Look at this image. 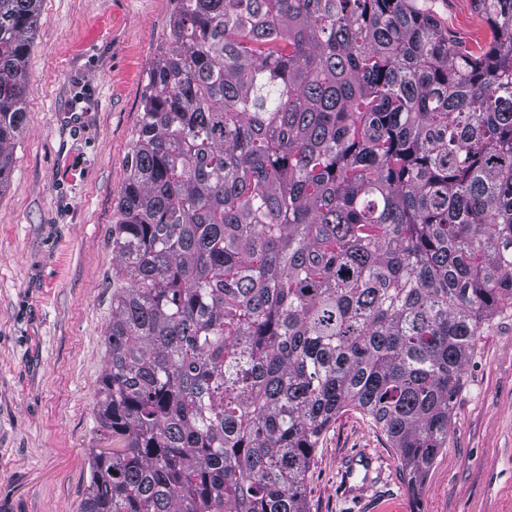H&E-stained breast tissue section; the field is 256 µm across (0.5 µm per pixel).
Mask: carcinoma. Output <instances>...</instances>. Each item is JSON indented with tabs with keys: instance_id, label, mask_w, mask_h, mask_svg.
I'll return each mask as SVG.
<instances>
[{
	"instance_id": "1",
	"label": "carcinoma",
	"mask_w": 512,
	"mask_h": 512,
	"mask_svg": "<svg viewBox=\"0 0 512 512\" xmlns=\"http://www.w3.org/2000/svg\"><path fill=\"white\" fill-rule=\"evenodd\" d=\"M112 227L84 512H309L354 407L411 488L512 307V0H176ZM41 0H0V187ZM449 36L469 48L483 45L490 36L487 25L474 12L472 0H428Z\"/></svg>"
}]
</instances>
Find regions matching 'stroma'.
I'll return each mask as SVG.
<instances>
[{"mask_svg": "<svg viewBox=\"0 0 512 512\" xmlns=\"http://www.w3.org/2000/svg\"><path fill=\"white\" fill-rule=\"evenodd\" d=\"M452 39L472 0H428ZM175 0H42L24 130L0 189V512H83L112 318V227L140 104ZM377 460L340 489L354 452ZM310 512H512V308L464 366L448 444L418 487L372 419L340 413L306 480Z\"/></svg>", "mask_w": 512, "mask_h": 512, "instance_id": "1", "label": "stroma"}]
</instances>
